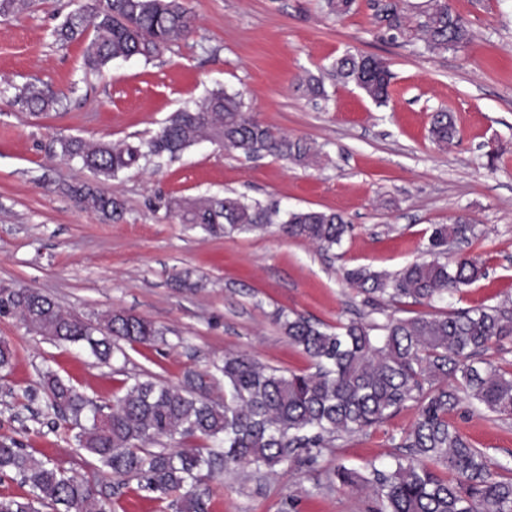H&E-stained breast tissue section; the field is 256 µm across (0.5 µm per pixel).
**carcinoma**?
Masks as SVG:
<instances>
[{
	"mask_svg": "<svg viewBox=\"0 0 512 512\" xmlns=\"http://www.w3.org/2000/svg\"><path fill=\"white\" fill-rule=\"evenodd\" d=\"M402 2L381 8L382 20L398 32L405 27ZM31 5L32 0H0V14L15 15ZM195 23L182 0H84L53 35L70 41L93 28L84 66L100 73L116 58L149 60L161 54L186 38ZM416 31L432 51L463 47L471 39L469 21L453 11L449 0H426ZM331 69L337 79L355 84L374 102L389 99L391 73L381 59L347 53ZM298 82L312 96L325 95L320 75L307 73ZM16 101L35 114L58 103L36 85L20 89ZM430 134L441 147L453 141L458 129L452 115L434 113ZM204 137L247 157L269 154L304 164L312 155L308 142L255 119L238 94L222 88L195 107L173 113L157 133L136 145L90 144L64 136L57 139L56 155L79 160L97 182L105 183L142 159L179 156ZM64 191L77 206L108 221L122 216V203L96 185H69ZM168 208L180 223L210 235L254 233L278 224L285 236L325 251L341 245L350 229L335 212L283 213L276 205L232 196L172 198ZM473 235L467 223L436 224L427 247L433 259L395 274L365 267L346 271L345 281L381 320H351L333 328L275 312L284 335L312 362L311 372L286 373L249 354L232 355L216 367L224 382L221 403L208 397L215 376L204 372L193 374L184 387L134 377L123 395L105 406L47 369L42 373L46 408L70 424L74 444L113 476L135 479L159 498H172L178 512H210L211 490L201 487L202 471L211 473L220 465L226 471L259 472L313 463L338 437L377 427L413 402L417 419L403 438L406 452L384 468L369 464L366 477L341 465L334 471L336 482L365 484L376 504L372 512H512V478L492 471L507 466L492 462L449 420L462 395L492 414L512 416V372L481 358L492 343L512 336V314L501 306H487L398 317L379 307L386 296L443 302L478 280L483 270L472 255L459 253L441 261L450 241ZM0 319H17L56 342L81 344L104 364L112 359L117 340L146 345L162 338L141 317L109 311L93 324L78 313H62L50 297L24 286H0ZM185 439L216 447H176ZM164 440L175 447L150 449ZM11 472L28 490L0 496V512H111L87 480L33 457L12 438H1L0 478Z\"/></svg>",
	"mask_w": 512,
	"mask_h": 512,
	"instance_id": "carcinoma-1",
	"label": "carcinoma"
}]
</instances>
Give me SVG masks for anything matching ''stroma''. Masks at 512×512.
Returning <instances> with one entry per match:
<instances>
[{"instance_id":"obj_1","label":"stroma","mask_w":512,"mask_h":512,"mask_svg":"<svg viewBox=\"0 0 512 512\" xmlns=\"http://www.w3.org/2000/svg\"><path fill=\"white\" fill-rule=\"evenodd\" d=\"M384 0H356L344 18L324 0H185L193 33L157 58L117 60L86 71L87 37L62 44L52 32L80 0H35L20 14L0 16V283L40 290L62 311L93 317L124 311L150 321L163 338L125 345L126 361L97 363L82 348L0 320V339L15 352L0 373V438L12 437L35 457L91 480L112 512H175L136 481L116 483L78 450L64 422L34 419L27 393L50 369L98 404L111 403L124 381L150 374L176 385L211 363L241 352L283 371L310 362L273 321L277 310L336 326L366 308L342 275L367 267L394 273L425 259L431 229L462 219L474 226L469 247L485 277L448 302L409 299L388 311L401 317L479 308L512 301V0H451L471 23L464 48L429 51L415 31L425 0H408L404 32L376 17ZM385 62L391 95L380 105L353 85L325 77L326 95L298 85L346 52ZM36 84L60 100L35 115L17 104L19 88ZM240 94L245 109L317 155L298 165L272 155L247 157L202 143L174 161L139 163L104 183L123 204L107 222L78 207L67 185L93 182L81 163L54 154L59 136L139 142L171 113L194 106L210 90ZM452 112L459 140L438 147L430 115ZM497 151L496 163L487 154ZM235 195L284 211L341 214L351 231L325 252L277 226L233 236H209L178 223L173 196ZM184 269L201 287L178 288ZM417 416L407 404L367 432L346 435L316 463L259 473L206 476L212 512H370L365 488L330 484L337 465L384 467L400 451ZM451 421L492 461L512 466V417L461 405Z\"/></svg>"}]
</instances>
